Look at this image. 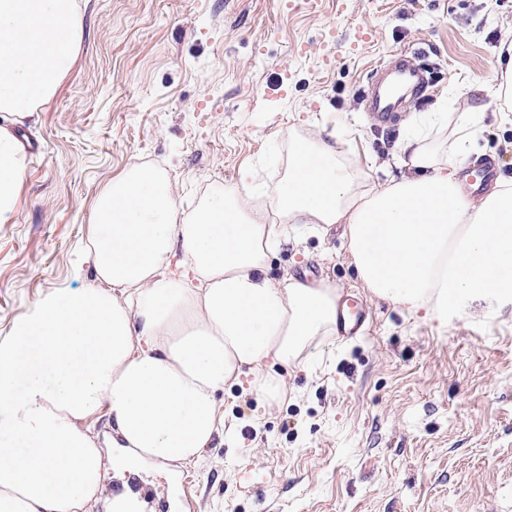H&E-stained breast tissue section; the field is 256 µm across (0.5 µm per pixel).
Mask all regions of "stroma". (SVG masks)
Segmentation results:
<instances>
[{"label":"stroma","mask_w":512,"mask_h":512,"mask_svg":"<svg viewBox=\"0 0 512 512\" xmlns=\"http://www.w3.org/2000/svg\"><path fill=\"white\" fill-rule=\"evenodd\" d=\"M82 47L22 127L30 154L16 212L0 223V329L72 281L112 179L165 170L182 212L219 187L272 192L287 145L320 120L375 182L406 128L445 100L483 106L478 150L512 182V124L471 79L492 81L512 46V0H83ZM363 28L374 35L357 41ZM408 52L430 85L406 116L373 127L362 91ZM270 277H297L362 301L364 335L333 336L283 370L277 404L225 388L233 439L192 468L146 466L141 512H512V304L475 302L446 328L374 297L343 225L290 237Z\"/></svg>","instance_id":"stroma-1"}]
</instances>
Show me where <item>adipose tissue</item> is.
Masks as SVG:
<instances>
[{
    "label": "adipose tissue",
    "instance_id": "obj_1",
    "mask_svg": "<svg viewBox=\"0 0 512 512\" xmlns=\"http://www.w3.org/2000/svg\"><path fill=\"white\" fill-rule=\"evenodd\" d=\"M82 37L78 0H0V223L28 167L11 126L53 96ZM484 119L426 113L395 158L407 175L381 184L312 132L266 208L222 190L182 216L163 171L113 179L74 266L93 284L49 289L0 329V512H93L100 413L133 461L193 467L224 433L225 387L284 400L280 368L335 334L337 304L335 289L270 277L287 225H343L372 295L439 326L468 300L512 303V184L471 197L458 176Z\"/></svg>",
    "mask_w": 512,
    "mask_h": 512
}]
</instances>
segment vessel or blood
Segmentation results:
<instances>
[{
	"label": "vessel or blood",
	"mask_w": 512,
	"mask_h": 512,
	"mask_svg": "<svg viewBox=\"0 0 512 512\" xmlns=\"http://www.w3.org/2000/svg\"><path fill=\"white\" fill-rule=\"evenodd\" d=\"M428 87L424 70L408 57L384 68L382 75L365 93L367 110L372 120L380 125L393 124L407 104L420 98ZM369 313L359 303H346L337 313V332L341 336H356L364 327Z\"/></svg>",
	"instance_id": "1"
}]
</instances>
